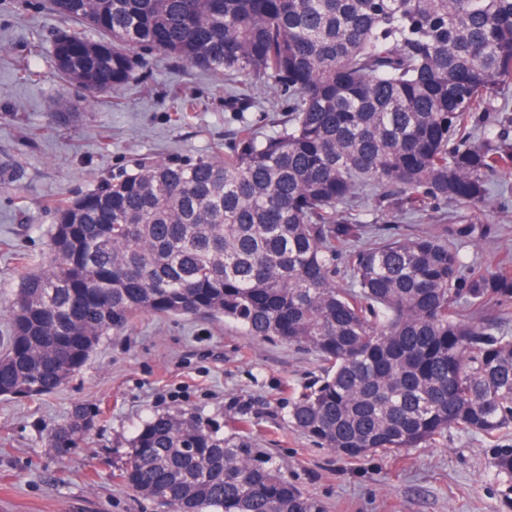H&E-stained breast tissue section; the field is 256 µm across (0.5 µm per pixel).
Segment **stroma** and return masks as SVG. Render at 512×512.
<instances>
[{"label":"stroma","mask_w":512,"mask_h":512,"mask_svg":"<svg viewBox=\"0 0 512 512\" xmlns=\"http://www.w3.org/2000/svg\"><path fill=\"white\" fill-rule=\"evenodd\" d=\"M44 2L0 0V300L47 259L57 204L140 159L225 152L242 124L268 133L267 111L286 109L267 85L141 51L121 90L85 103L79 124L57 123V99L79 94L54 69L58 24ZM186 98L192 111L180 109ZM490 192L480 209L451 202L385 216L369 194L355 210L375 239L486 227V237L458 247L493 265L512 259V170L492 176ZM320 376L315 354L232 322L141 313L57 392L0 398V512H163L119 474L143 422L186 407L227 434L246 419L256 451L324 512H512L482 435L454 428L435 445L354 462L316 445L289 425L288 401ZM79 407L96 413L83 440L63 453L48 448V434Z\"/></svg>","instance_id":"obj_1"}]
</instances>
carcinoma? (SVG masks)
I'll list each match as a JSON object with an SVG mask.
<instances>
[{
	"label": "carcinoma",
	"instance_id": "cac0c4a2",
	"mask_svg": "<svg viewBox=\"0 0 512 512\" xmlns=\"http://www.w3.org/2000/svg\"><path fill=\"white\" fill-rule=\"evenodd\" d=\"M53 62L86 97L120 90L133 50L272 84L286 120L230 151L141 161L59 204L48 260L8 301L0 397L53 393L139 313L224 318L312 351L323 375L288 423L343 461L512 426V262L478 267L427 234L368 242L354 204L484 205L512 170V0H48ZM503 99L488 128V104ZM52 118L75 124L72 100ZM346 272L347 288L336 277ZM75 409L47 446L93 422ZM490 466L512 482V447ZM124 483L169 512H322L193 409L129 442Z\"/></svg>",
	"mask_w": 512,
	"mask_h": 512
}]
</instances>
